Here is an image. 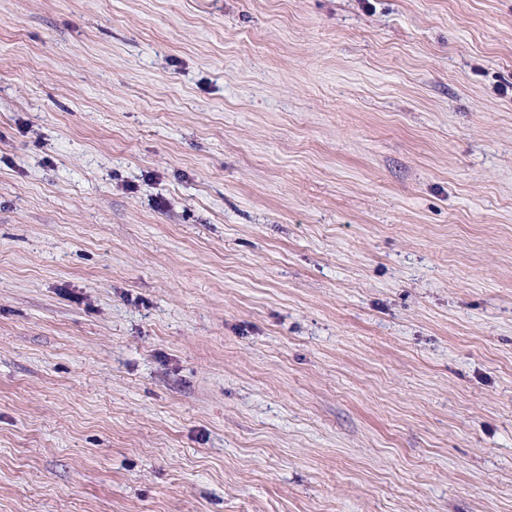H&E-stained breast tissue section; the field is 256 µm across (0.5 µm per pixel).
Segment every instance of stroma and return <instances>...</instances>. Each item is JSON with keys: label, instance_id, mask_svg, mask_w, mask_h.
Listing matches in <instances>:
<instances>
[{"label": "stroma", "instance_id": "1", "mask_svg": "<svg viewBox=\"0 0 512 512\" xmlns=\"http://www.w3.org/2000/svg\"><path fill=\"white\" fill-rule=\"evenodd\" d=\"M0 512H512V0H0Z\"/></svg>", "mask_w": 512, "mask_h": 512}]
</instances>
